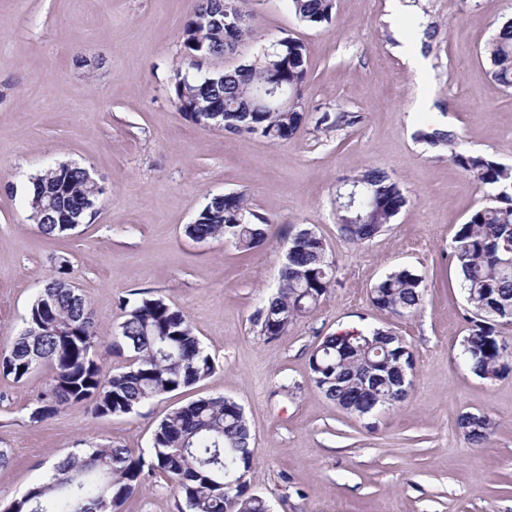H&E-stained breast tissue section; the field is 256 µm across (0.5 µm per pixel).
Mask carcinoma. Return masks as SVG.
<instances>
[{
  "label": "carcinoma",
  "mask_w": 512,
  "mask_h": 512,
  "mask_svg": "<svg viewBox=\"0 0 512 512\" xmlns=\"http://www.w3.org/2000/svg\"><path fill=\"white\" fill-rule=\"evenodd\" d=\"M288 8L302 23L319 25L332 20L333 0H288ZM246 23L237 30L224 17L221 0H195L181 33V54L191 61L202 55L221 58L234 52L253 32L255 17L240 11ZM491 76L512 88V22L504 23L484 48ZM307 53L299 40L285 36L278 47L262 51L258 59L233 69L190 75L177 72L171 92L183 116L195 124L212 121L222 111L224 131L254 134L271 141L292 138L300 129V108L286 112L256 109L249 104L252 90L275 80L299 95L307 77ZM358 122L353 112L325 113L321 123L330 128ZM413 139L431 151L448 152V160L487 191L489 202L460 226L452 242V257L460 275L468 334L461 343L467 366L477 377L494 379L512 371L508 351L512 344L496 330L512 324V167L476 152L454 149V131L427 120ZM352 179L367 185L376 222L384 225L405 208L408 199L389 175L362 168ZM97 190L85 168L54 163L28 180L29 220L45 235L65 237L73 226L67 217L83 222L93 213ZM337 223L352 245L369 240L366 224L353 222L357 213L336 200ZM271 221L259 215L243 192L208 199L185 233L197 242L225 240L241 252L251 251L269 237ZM288 258L278 287L259 308L253 324L259 334L277 338L293 321L308 312L335 281L336 263L325 240L312 228L288 231ZM65 265L50 278L31 302L24 328L0 346V374L17 383L46 369V389L30 419L39 421L61 408H79L90 402L100 417L133 413L147 401L193 386L215 368L187 316L160 298L144 297L122 305V321L108 352L125 357L121 367L106 374L99 361L102 340L86 299L76 296ZM423 278L410 269L392 271L371 290L372 304L396 316L422 306ZM410 357L404 339L389 328L356 332L351 344L344 336H326L312 351L309 369L314 384L338 407L364 417L376 409L402 402L408 390L396 382ZM465 413L459 427L474 442L483 441L488 426ZM252 435L243 407L234 399L201 398L169 410L155 428L147 451L93 446L70 453L53 465V474L34 484L0 512H123L124 504L149 477L162 475L182 495L184 512H270L269 503L246 481L228 488L250 472Z\"/></svg>",
  "instance_id": "cac0c4a2"
}]
</instances>
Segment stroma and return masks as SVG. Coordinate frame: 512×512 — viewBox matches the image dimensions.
Segmentation results:
<instances>
[{
    "label": "stroma",
    "instance_id": "stroma-1",
    "mask_svg": "<svg viewBox=\"0 0 512 512\" xmlns=\"http://www.w3.org/2000/svg\"><path fill=\"white\" fill-rule=\"evenodd\" d=\"M259 16L238 52L190 63L180 54L193 0H0V343L60 261L85 296L99 336L113 335L121 304L151 296L182 310L215 360L186 391L122 417L67 408L29 415L46 372L0 375V504L44 478L54 456L88 446L148 448L171 408L224 396L242 405L254 451L252 491L272 512H512V372L485 380L460 355L467 334L451 244L486 203L472 178L416 143L424 113L457 135V148L512 165V89L483 55L512 0H334L331 24L299 22L285 0H248ZM436 28L418 41L417 75L401 51L408 19ZM290 36L307 49L305 120L291 139L234 135L184 118L171 94L176 71L230 69ZM357 113L333 130L325 112ZM73 162L105 189L76 234L44 236L29 220L28 178ZM387 172L409 203L381 233L350 245L336 222V187L360 167ZM246 193L274 224L248 253L185 234L208 198ZM292 224L316 230L337 263L336 283L285 334H259L253 316L276 287ZM407 268L424 279L421 308L397 317L371 302L373 286ZM387 327L414 355L398 406L359 418L310 378L323 337ZM486 416L482 443L458 426ZM181 496L147 478L124 512H178Z\"/></svg>",
    "mask_w": 512,
    "mask_h": 512
}]
</instances>
